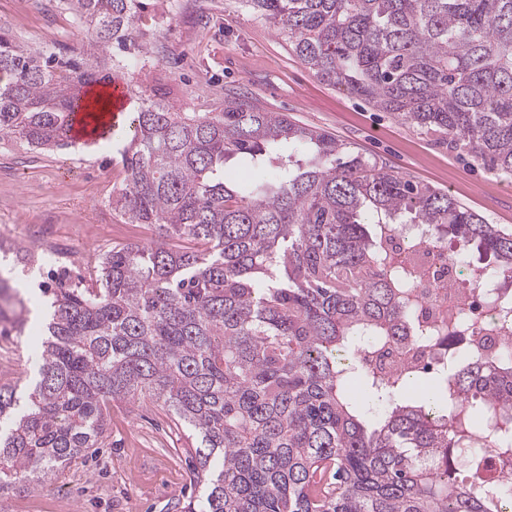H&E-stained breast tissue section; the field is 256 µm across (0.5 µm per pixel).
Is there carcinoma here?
<instances>
[{"label":"carcinoma","mask_w":512,"mask_h":512,"mask_svg":"<svg viewBox=\"0 0 512 512\" xmlns=\"http://www.w3.org/2000/svg\"><path fill=\"white\" fill-rule=\"evenodd\" d=\"M320 80L512 174V0H246ZM93 37L56 59L0 32V135L72 145L76 89L111 75L141 0H60ZM112 207L161 242L114 246L56 280L38 377L0 386V490L102 443L107 404L148 399L197 442L185 512H507L512 355L448 349L413 322L378 224H428L512 272V229L249 97L222 112L144 103ZM25 322L0 307V334ZM438 349L389 380L366 346Z\"/></svg>","instance_id":"cac0c4a2"}]
</instances>
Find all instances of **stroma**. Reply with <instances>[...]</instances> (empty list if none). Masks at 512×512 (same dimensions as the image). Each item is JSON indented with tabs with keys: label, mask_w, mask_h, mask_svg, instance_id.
Returning <instances> with one entry per match:
<instances>
[{
	"label": "stroma",
	"mask_w": 512,
	"mask_h": 512,
	"mask_svg": "<svg viewBox=\"0 0 512 512\" xmlns=\"http://www.w3.org/2000/svg\"><path fill=\"white\" fill-rule=\"evenodd\" d=\"M54 37L48 51L78 56L87 34L58 0H0V29L22 45L33 30ZM134 48L115 50V77L128 83L134 103L163 101L181 112H217L239 95L336 137L352 151L454 196L491 224L512 226V174L488 170L436 136L378 111L350 91L316 78L283 35L244 0H144ZM131 139L128 123L110 144H76L41 152L0 136V245L22 246L29 264L0 257V286L27 297L26 330H40L45 298H33L45 250L64 255L56 273L93 278L70 257L71 247L108 251L140 244L139 227L125 222L94 187L118 149ZM38 357L24 336H0V386L26 393L38 376ZM108 431L85 459L50 475L41 486L0 491V512H182L195 495V459L184 430L160 406L117 400Z\"/></svg>",
	"instance_id": "stroma-1"
}]
</instances>
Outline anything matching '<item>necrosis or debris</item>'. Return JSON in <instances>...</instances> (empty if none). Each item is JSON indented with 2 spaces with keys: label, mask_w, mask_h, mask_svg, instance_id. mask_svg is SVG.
<instances>
[{
  "label": "necrosis or debris",
  "mask_w": 512,
  "mask_h": 512,
  "mask_svg": "<svg viewBox=\"0 0 512 512\" xmlns=\"http://www.w3.org/2000/svg\"><path fill=\"white\" fill-rule=\"evenodd\" d=\"M381 242L391 264L411 283L417 321L455 323L450 345L472 347L481 338L512 353V338L501 327L494 305L502 293L500 274L435 242L425 224L384 225Z\"/></svg>",
  "instance_id": "1"
}]
</instances>
